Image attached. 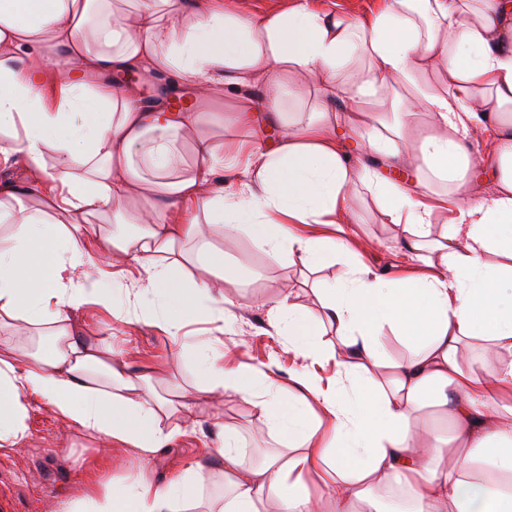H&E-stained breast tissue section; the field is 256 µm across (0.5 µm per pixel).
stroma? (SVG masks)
<instances>
[{
	"mask_svg": "<svg viewBox=\"0 0 512 512\" xmlns=\"http://www.w3.org/2000/svg\"><path fill=\"white\" fill-rule=\"evenodd\" d=\"M355 207L359 222L352 225L347 245L358 260L390 280L424 272L415 256L400 251L396 230L382 223L369 194H361ZM224 258L229 267L242 270L239 278L224 283V318L196 321L189 335L173 338L150 319L132 322L126 310L110 313L93 303L77 310L74 320L95 335L111 336L115 352L132 370L151 372L161 392L198 388L200 377L192 359L183 358L177 372L167 368L171 358L198 336L223 344L225 367L270 368L281 385H288L290 373L303 367L304 361L289 351L286 337L277 335L262 303L289 283L295 301L311 313H318V304L303 286L299 267L289 265L287 257L266 254L247 235L225 238ZM225 423L241 430L244 466L260 464L285 444L258 411L228 390L217 407L177 418V434L147 466L152 479L163 484L190 463L207 461L219 445L220 427ZM26 424L30 433L26 448L0 449V512H52L87 486L120 483L138 467L132 451L92 445L82 434L66 430L44 404H32Z\"/></svg>",
	"mask_w": 512,
	"mask_h": 512,
	"instance_id": "1",
	"label": "stroma"
}]
</instances>
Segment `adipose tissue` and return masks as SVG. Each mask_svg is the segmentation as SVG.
Listing matches in <instances>:
<instances>
[{"instance_id": "adipose-tissue-1", "label": "adipose tissue", "mask_w": 512, "mask_h": 512, "mask_svg": "<svg viewBox=\"0 0 512 512\" xmlns=\"http://www.w3.org/2000/svg\"><path fill=\"white\" fill-rule=\"evenodd\" d=\"M138 66L189 88L191 107L147 105L115 82ZM301 77L316 100L295 112ZM258 84L278 126L269 149L249 96ZM221 88L241 130L229 144L223 128L202 127ZM340 127L365 150L410 156L424 179L447 184L441 234L422 195L342 154ZM481 137L493 157L487 198L468 190L470 146ZM7 164L20 174L0 177V329L45 330L50 344L0 339V449L26 447L25 414L39 401L140 463L102 498L75 497L57 512L196 508L207 467L189 464L160 486L145 466L173 438L168 419L220 388L287 434L291 455L244 467L239 429L223 426L215 512H263L271 500L277 512H388L378 494L395 488L405 497L389 512H512V0H384L363 18L314 0L255 14L234 0H0ZM360 188L426 274L393 282L352 260L313 286L319 315L302 312L289 287L268 303L290 350L335 363L336 390L305 371L290 392L265 373H226L205 339L191 351L200 393L175 404L71 325L91 302L148 309L170 336L195 317L223 319L218 236L247 234L316 273L343 241L291 225L356 223ZM116 252L137 276L113 277ZM328 327L336 343L327 348ZM394 340L406 348L397 359ZM476 340L493 354L478 366ZM312 399L323 421L307 416ZM307 474L328 498L306 486Z\"/></svg>"}]
</instances>
